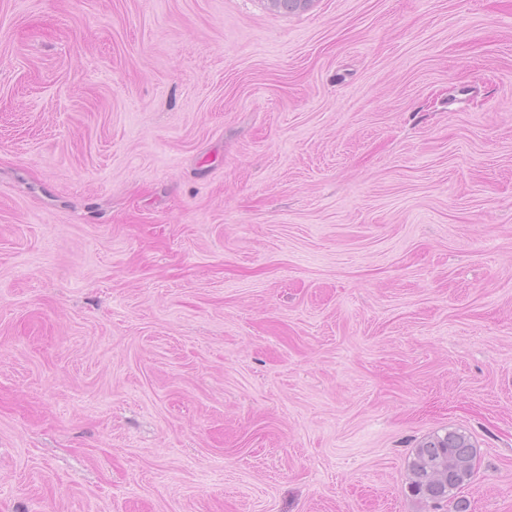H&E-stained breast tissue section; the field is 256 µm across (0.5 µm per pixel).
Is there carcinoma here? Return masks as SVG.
Returning a JSON list of instances; mask_svg holds the SVG:
<instances>
[{
	"mask_svg": "<svg viewBox=\"0 0 512 512\" xmlns=\"http://www.w3.org/2000/svg\"><path fill=\"white\" fill-rule=\"evenodd\" d=\"M312 0H267L268 6L288 13L304 10ZM477 468V450L470 436L460 429L435 433L422 441L409 464L408 488L413 497L441 505L453 504V512H467L459 497L469 485Z\"/></svg>",
	"mask_w": 512,
	"mask_h": 512,
	"instance_id": "1",
	"label": "carcinoma"
}]
</instances>
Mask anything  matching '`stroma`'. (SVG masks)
Returning <instances> with one entry per match:
<instances>
[{"label": "stroma", "instance_id": "obj_1", "mask_svg": "<svg viewBox=\"0 0 512 512\" xmlns=\"http://www.w3.org/2000/svg\"><path fill=\"white\" fill-rule=\"evenodd\" d=\"M512 512V0H0V512ZM477 450L460 429L435 433L422 441L409 464L408 488L413 497L433 505L453 503V512H467L459 497L476 472Z\"/></svg>", "mask_w": 512, "mask_h": 512}]
</instances>
